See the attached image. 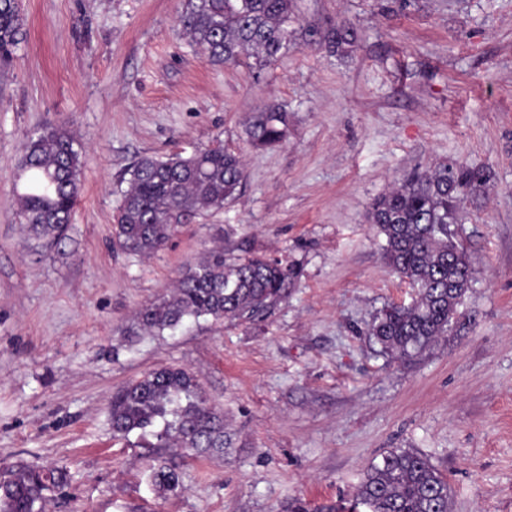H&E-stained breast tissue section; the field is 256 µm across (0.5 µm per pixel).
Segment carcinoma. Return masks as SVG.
<instances>
[{
  "label": "carcinoma",
  "mask_w": 512,
  "mask_h": 512,
  "mask_svg": "<svg viewBox=\"0 0 512 512\" xmlns=\"http://www.w3.org/2000/svg\"><path fill=\"white\" fill-rule=\"evenodd\" d=\"M291 0H185L184 33L212 64H235L246 57L260 72L288 48ZM23 40L19 0H0V66L6 67ZM244 132L256 148L282 142L288 111L273 105L245 118ZM25 182L19 193L29 235L48 244L66 235L81 191L82 152L62 126L32 133L19 165ZM114 236L124 251L150 255L163 249L176 228L198 213L221 208L240 196L245 184L240 155L205 148L189 156H144L127 171ZM491 170L465 162L440 161L377 197L369 222L384 237L389 267L416 296L409 306L388 303L373 317L368 335L381 351L412 361L448 336L471 282L469 258L454 225L464 221L465 198L481 190ZM298 272L265 256L240 258L215 249L187 265L174 291L143 305L131 336L174 331L193 319L253 322L288 299ZM112 430L126 438L151 435L172 456L153 466L159 492L180 487L175 456L221 453L232 444L224 412L208 405L188 370L162 366L132 380L112 396ZM67 482L61 468L10 472L0 481V512H40L43 492ZM447 478L421 453L403 448L385 452L368 468L351 505L357 512H449Z\"/></svg>",
  "instance_id": "obj_1"
}]
</instances>
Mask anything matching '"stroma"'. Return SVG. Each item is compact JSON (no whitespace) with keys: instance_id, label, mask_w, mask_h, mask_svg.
<instances>
[{"instance_id":"1","label":"stroma","mask_w":512,"mask_h":512,"mask_svg":"<svg viewBox=\"0 0 512 512\" xmlns=\"http://www.w3.org/2000/svg\"><path fill=\"white\" fill-rule=\"evenodd\" d=\"M184 0H21L26 36L0 69V474L61 467L43 512H281L343 506L393 448L448 479L452 512H512V0H293L292 42L262 73L213 65L185 37ZM288 109L255 148L242 121ZM62 125L82 188L58 246L20 223L26 138ZM223 147L241 195L142 256L114 244L127 169ZM440 160L492 171L458 235L473 279L445 340L400 362L367 335L410 303L368 222L373 201ZM221 247L295 265L255 323L202 320L133 338L138 308ZM162 365L198 380L233 438L149 480L153 437L116 438L113 393Z\"/></svg>"}]
</instances>
